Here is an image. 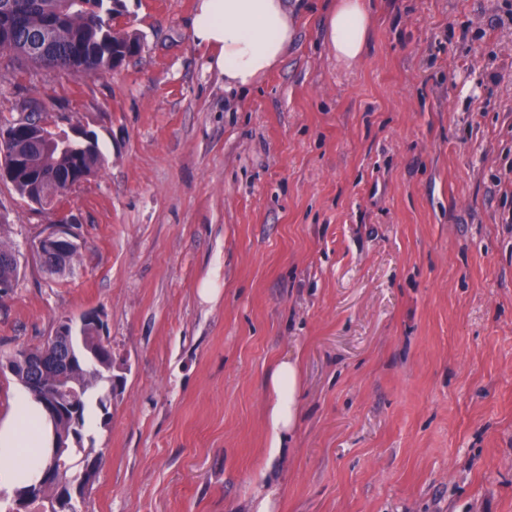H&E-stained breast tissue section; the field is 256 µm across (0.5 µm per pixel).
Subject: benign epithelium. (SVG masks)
Listing matches in <instances>:
<instances>
[{
	"label": "benign epithelium",
	"instance_id": "benign-epithelium-1",
	"mask_svg": "<svg viewBox=\"0 0 512 512\" xmlns=\"http://www.w3.org/2000/svg\"><path fill=\"white\" fill-rule=\"evenodd\" d=\"M58 37L53 26L44 27L36 40L29 45L37 54L45 53ZM60 129L52 122L41 119L38 132L34 139L38 142L41 158L32 159L14 146L11 128L0 130V180H7L13 188L25 187L28 204L38 210H48L54 215L53 223L46 225L32 244V250L41 261L43 268L51 274L63 275L72 270L73 257L82 250L83 242L76 228L78 219L67 208V193L86 179L84 170L73 168L68 177L55 175V164L51 155L67 150L66 141L57 136ZM104 332V322L99 312H84L79 319V326L73 321L64 320L57 325V348L70 364L82 366L98 360L95 349H80L76 345L77 335L100 336ZM20 362L31 372H39L46 365V357L29 348L20 356ZM64 384L62 390L67 398L50 399L46 402V410L51 418L62 412V407L73 406L79 400L80 386H71L70 377L66 374L58 376Z\"/></svg>",
	"mask_w": 512,
	"mask_h": 512
}]
</instances>
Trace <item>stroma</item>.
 Wrapping results in <instances>:
<instances>
[{"mask_svg": "<svg viewBox=\"0 0 512 512\" xmlns=\"http://www.w3.org/2000/svg\"><path fill=\"white\" fill-rule=\"evenodd\" d=\"M196 2L122 0L142 50L108 73L0 67V121L84 126L107 159L68 195L63 277L28 251L50 215L0 182L24 265L0 352L90 309L112 344L77 512H251L273 485L274 512H512V0H370L350 67L336 0H288L286 55L233 92ZM296 356L272 460L263 381ZM325 20V43L336 59L353 65L364 55L371 26L366 0H337Z\"/></svg>", "mask_w": 512, "mask_h": 512, "instance_id": "stroma-1", "label": "stroma"}]
</instances>
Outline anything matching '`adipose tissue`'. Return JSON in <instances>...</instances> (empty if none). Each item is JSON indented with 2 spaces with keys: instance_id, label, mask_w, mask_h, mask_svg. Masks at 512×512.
I'll return each instance as SVG.
<instances>
[{
  "instance_id": "adipose-tissue-1",
  "label": "adipose tissue",
  "mask_w": 512,
  "mask_h": 512,
  "mask_svg": "<svg viewBox=\"0 0 512 512\" xmlns=\"http://www.w3.org/2000/svg\"><path fill=\"white\" fill-rule=\"evenodd\" d=\"M371 26L367 0H338L325 20V43L337 60L351 65L364 55ZM191 36L213 52L210 67L225 89L253 86L285 56L293 20L285 0H198ZM266 421L272 450L293 435L301 412L299 360L277 362L265 380ZM53 439L42 406L18 390L10 412L0 418V498L12 503L16 491L40 481Z\"/></svg>"
}]
</instances>
